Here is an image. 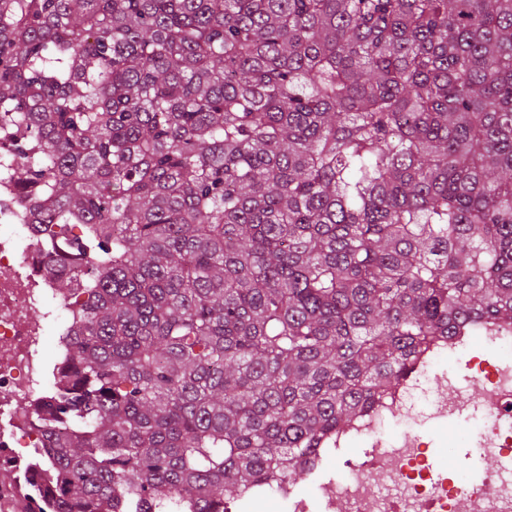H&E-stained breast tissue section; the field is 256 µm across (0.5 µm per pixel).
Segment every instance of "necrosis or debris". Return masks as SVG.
Wrapping results in <instances>:
<instances>
[{
  "instance_id": "1",
  "label": "necrosis or debris",
  "mask_w": 512,
  "mask_h": 512,
  "mask_svg": "<svg viewBox=\"0 0 512 512\" xmlns=\"http://www.w3.org/2000/svg\"><path fill=\"white\" fill-rule=\"evenodd\" d=\"M55 296L54 280L45 268L44 247L36 225L13 222L0 207V464L16 448L43 444L34 408L47 402L49 366L45 352L51 321L38 312ZM481 347L469 337L432 343L412 362L404 380L358 423L350 436L365 439L359 457L343 462L340 476L321 477L323 456L310 466L319 479L313 498L280 484L274 494L288 512H455L465 500L468 512H512V324L488 323ZM462 363L480 407L486 447L496 449L499 466L477 480L433 476L427 447L415 427L419 415L414 395L423 382L438 387L432 418L459 416L465 406L448 393L444 360ZM405 426L401 437L386 438L388 419Z\"/></svg>"
}]
</instances>
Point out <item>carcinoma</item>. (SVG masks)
<instances>
[{"label": "carcinoma", "instance_id": "carcinoma-1", "mask_svg": "<svg viewBox=\"0 0 512 512\" xmlns=\"http://www.w3.org/2000/svg\"><path fill=\"white\" fill-rule=\"evenodd\" d=\"M0 144L71 313L35 512H224L512 321V0H0Z\"/></svg>", "mask_w": 512, "mask_h": 512}]
</instances>
